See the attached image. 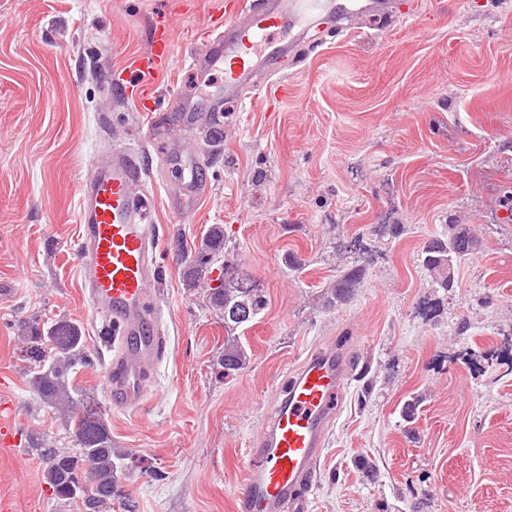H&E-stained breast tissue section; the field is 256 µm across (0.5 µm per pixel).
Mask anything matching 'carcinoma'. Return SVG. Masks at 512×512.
Here are the masks:
<instances>
[{"mask_svg":"<svg viewBox=\"0 0 512 512\" xmlns=\"http://www.w3.org/2000/svg\"><path fill=\"white\" fill-rule=\"evenodd\" d=\"M475 245V239L457 224L448 225V235L432 240V246L424 248L422 260L431 277V287L445 292L453 287L455 279L448 272L464 262ZM219 253L224 254V275L219 286L210 289L207 300L211 306L224 312L227 336L219 366L227 377L249 363L247 351L235 336V331L242 325L235 314L248 310L254 318L264 309L266 301L261 289L240 276L234 253L227 251L222 224H213L208 229L200 248L185 268L186 282L191 285L200 280ZM364 275L365 269L359 264L346 269L326 292L325 302L337 305L349 300ZM30 333L53 345L58 353L32 376L38 393L57 405L64 401L67 367L83 349L81 329L73 322L57 320L46 329L33 326ZM73 436L77 446L75 453L46 448L37 438L33 439L31 450L42 458L44 479L55 499L80 503L83 512H100L104 504L112 501L111 492L118 485L123 454L112 447V437L103 422L99 403L91 397L81 400V407L73 418ZM87 466L91 469L89 480L82 478Z\"/></svg>","mask_w":512,"mask_h":512,"instance_id":"cac0c4a2","label":"carcinoma"}]
</instances>
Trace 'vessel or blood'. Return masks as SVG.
<instances>
[{"label":"vessel or blood","instance_id":"vessel-or-blood-1","mask_svg":"<svg viewBox=\"0 0 512 512\" xmlns=\"http://www.w3.org/2000/svg\"><path fill=\"white\" fill-rule=\"evenodd\" d=\"M374 8L373 0H353L348 8L336 0H233L225 20L212 21L200 49L189 52L185 62L201 78L223 72V83L212 85L206 95L213 112L223 110L228 96L242 102L274 87L284 94L288 86L275 63L293 53L313 15L338 17L340 34L348 35L357 30L358 17ZM173 60L171 36L164 25H156L147 53L129 72L139 108L157 98L160 70ZM171 165L189 190L188 198L172 203L174 214L185 217L189 204L203 196L201 166L182 158ZM141 176L130 149H113L82 185L77 232L80 286L96 316L111 326L119 347L105 367L103 388L114 407L130 412L145 400V378L164 351L159 315L148 294L158 274L154 204L151 195H132ZM351 370L349 357L340 350L302 363L273 407L268 429L248 451L241 496L245 512H280L286 504L302 512L299 491L311 480Z\"/></svg>","mask_w":512,"mask_h":512}]
</instances>
